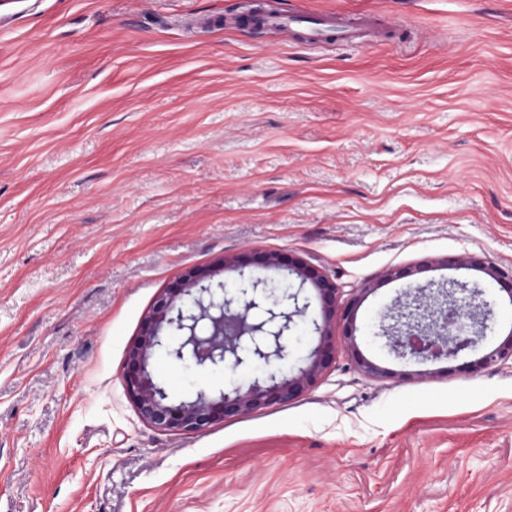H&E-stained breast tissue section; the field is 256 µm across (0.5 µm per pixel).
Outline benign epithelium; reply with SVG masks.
Listing matches in <instances>:
<instances>
[{
    "instance_id": "benign-epithelium-1",
    "label": "benign epithelium",
    "mask_w": 512,
    "mask_h": 512,
    "mask_svg": "<svg viewBox=\"0 0 512 512\" xmlns=\"http://www.w3.org/2000/svg\"><path fill=\"white\" fill-rule=\"evenodd\" d=\"M432 266H454L485 273L512 303V272L469 253L458 257H424L413 265L388 270L384 280L411 278ZM274 269L281 280L310 285L320 306L312 320L315 340L300 366L282 369L288 358V336L296 319L310 307L302 289L283 295L266 280L245 274L247 269ZM232 269L240 281L235 292L218 275ZM378 284L368 282L342 299L340 288L317 267L291 253L246 250L208 268H191L162 289L142 322L140 334L129 347L122 370L125 393L140 417L151 427L169 432H202L214 424L275 404L289 403L317 386L344 352L370 378H393L396 372L360 352L353 334L357 310L365 294ZM482 291L452 281L448 288L416 287V293L398 298L383 314L377 336L400 357L439 362L473 349L477 327L491 315L479 301ZM344 325L343 339L336 323ZM163 351L177 362L200 370L220 367L234 371L257 365L268 371L231 390L205 391L190 401L173 403L150 371L153 355ZM512 360V331L496 348L459 367L474 372L498 361Z\"/></svg>"
}]
</instances>
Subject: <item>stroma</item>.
Listing matches in <instances>:
<instances>
[{
    "mask_svg": "<svg viewBox=\"0 0 512 512\" xmlns=\"http://www.w3.org/2000/svg\"><path fill=\"white\" fill-rule=\"evenodd\" d=\"M370 19L308 46L253 0H28L0 31V512H512V0H263ZM343 294L377 282L315 389L193 434L146 424L127 350L158 293L246 249ZM458 279L494 315L475 350L400 360L375 334L410 283ZM175 401L248 371L158 353ZM432 266H454L458 269L479 270L494 281L500 290L506 292L509 300L512 301V271L505 272L490 263L485 256L475 253L452 258H448V256L444 258L424 257L413 265L397 266L388 270L384 278L388 281L407 279ZM512 361V332L496 348L485 353L481 358L474 361L463 363L459 370L464 372H474L498 361Z\"/></svg>",
    "mask_w": 512,
    "mask_h": 512,
    "instance_id": "35a3bbf8",
    "label": "stroma"
}]
</instances>
